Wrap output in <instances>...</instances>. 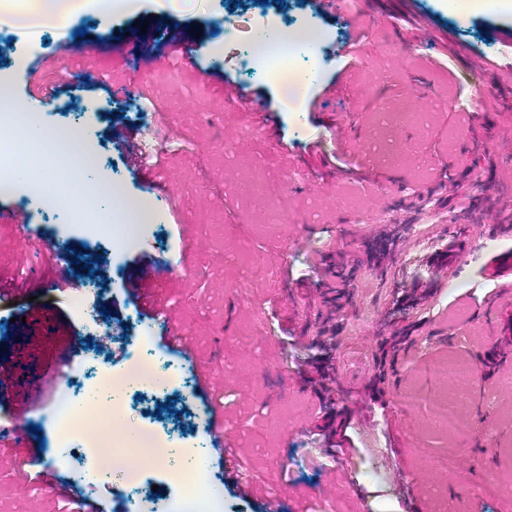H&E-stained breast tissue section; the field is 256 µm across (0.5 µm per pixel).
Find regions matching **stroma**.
Returning a JSON list of instances; mask_svg holds the SVG:
<instances>
[{
    "instance_id": "35a3bbf8",
    "label": "stroma",
    "mask_w": 512,
    "mask_h": 512,
    "mask_svg": "<svg viewBox=\"0 0 512 512\" xmlns=\"http://www.w3.org/2000/svg\"><path fill=\"white\" fill-rule=\"evenodd\" d=\"M146 17L158 33L134 48L155 66L139 84L128 41ZM258 17L318 35L295 62L320 76L298 109L281 103L263 67L277 46L258 47ZM172 26L197 47L194 66L162 36ZM509 31L512 12L492 4L462 24L450 0H379L373 11L348 0L342 16L307 0L285 14L260 0H180L167 11L143 0L135 12L88 11L32 33L0 25V77L23 110L79 121L99 150L95 175L156 211L109 279L77 265L75 290L55 293L42 288L55 274L49 250L80 247L91 262L108 249L61 210L30 208L28 193L0 196V207L29 211L42 238L24 260L0 226V286L15 291L0 303V367L28 366L0 391V427L69 340L86 346L71 301L95 284L113 332L133 340L150 326L156 350L188 376L184 392L167 394L177 414L158 415L144 397L135 415L159 440L174 430L201 448L223 512H267L275 496L280 512H512V283L492 262L512 248V96L496 90ZM214 44L218 56L204 54ZM31 77L62 90L43 103L27 94ZM224 79L239 103L225 101ZM114 104L145 115L154 161L134 166L112 144ZM159 261L170 275L158 294L191 334L194 358L164 340L129 288L136 267ZM26 311L22 333L13 320ZM462 360L475 376L451 432L432 410ZM199 363L215 380L205 391ZM214 418L235 441L230 459L214 450ZM342 422L355 448L333 455L326 438ZM28 423L40 428L27 436L40 462L15 471L28 449L0 446V512H73L77 495L101 512H158L178 494L160 465L139 471L140 495L93 487L83 438L63 458L42 413ZM45 469L70 496L48 491ZM492 481L494 497L483 491ZM244 483L260 494L243 495Z\"/></svg>"
}]
</instances>
